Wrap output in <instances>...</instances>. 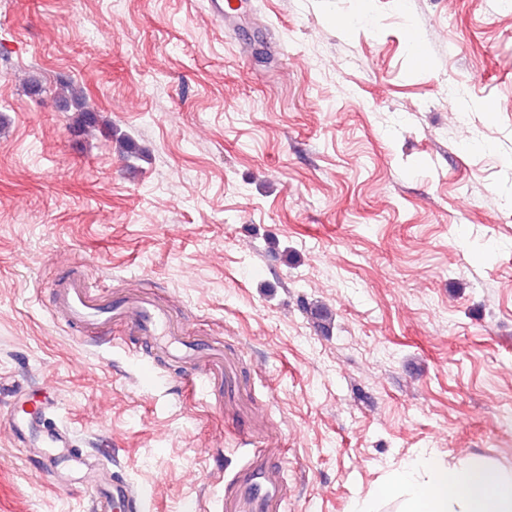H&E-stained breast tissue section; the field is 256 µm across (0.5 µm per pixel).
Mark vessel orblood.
I'll use <instances>...</instances> for the list:
<instances>
[{"mask_svg":"<svg viewBox=\"0 0 512 512\" xmlns=\"http://www.w3.org/2000/svg\"><path fill=\"white\" fill-rule=\"evenodd\" d=\"M52 307L75 328H95L120 321L128 330L154 349L179 363L193 390L213 394L216 384H223L225 399L239 393L241 377L233 361L219 342L189 340L179 336L167 307L133 290L112 297L85 279L66 276L51 288ZM53 408L43 400L32 408L11 411L8 424L18 442L40 437L45 447L63 449L79 463L87 456L74 448L70 438L56 430L40 434L38 422ZM244 445L241 464L224 478V512H284L288 502V482L284 477L278 451L254 446L252 439L241 437ZM148 496L135 491L118 473H111L107 483L97 490L94 512H147Z\"/></svg>","mask_w":512,"mask_h":512,"instance_id":"b4317fda","label":"vessel or blood"}]
</instances>
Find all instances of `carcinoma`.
Here are the masks:
<instances>
[{
	"label": "carcinoma",
	"mask_w": 512,
	"mask_h": 512,
	"mask_svg": "<svg viewBox=\"0 0 512 512\" xmlns=\"http://www.w3.org/2000/svg\"><path fill=\"white\" fill-rule=\"evenodd\" d=\"M55 95L65 111L70 113V128L86 135L103 129L118 153L131 157L137 154L136 144L129 135L112 127L107 119L90 109L82 87L63 81L56 88Z\"/></svg>",
	"instance_id": "cac0c4a2"
}]
</instances>
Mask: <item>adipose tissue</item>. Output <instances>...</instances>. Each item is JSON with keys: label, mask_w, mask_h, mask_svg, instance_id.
Segmentation results:
<instances>
[{"label": "adipose tissue", "mask_w": 512, "mask_h": 512, "mask_svg": "<svg viewBox=\"0 0 512 512\" xmlns=\"http://www.w3.org/2000/svg\"><path fill=\"white\" fill-rule=\"evenodd\" d=\"M382 494L403 497L401 512H512V472L480 461L451 468L428 455L407 463Z\"/></svg>", "instance_id": "ef3b65f1"}]
</instances>
